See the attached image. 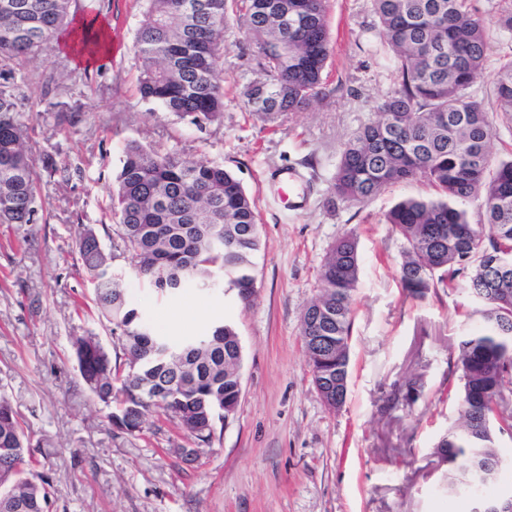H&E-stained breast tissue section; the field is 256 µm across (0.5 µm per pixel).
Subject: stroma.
Segmentation results:
<instances>
[{
	"mask_svg": "<svg viewBox=\"0 0 512 512\" xmlns=\"http://www.w3.org/2000/svg\"><path fill=\"white\" fill-rule=\"evenodd\" d=\"M116 47L91 64L51 41L33 62L30 91L54 67L56 112L82 120L61 130L56 112L34 117L39 150L69 156L70 177L41 174L38 220L0 224V388L31 442L33 472L52 485L49 512H471L465 496L442 492L448 467L435 445L458 417L448 394L460 385L453 352L480 328L463 287L415 299L399 278L401 241L385 221L419 183L398 185L365 203L334 197L331 184L346 140L392 85L389 53L371 0H331L332 55L326 101L290 112L275 127L256 122L239 95L260 75L259 53L244 30L224 44V119L200 132L152 111L137 93L136 0H112L107 16ZM485 68L472 91L494 110L493 160L512 157V122L495 111L492 87L512 33L491 24ZM137 140L190 157L207 155L241 179L255 201L263 245L254 257L256 294L243 307L234 291L188 288L159 296L123 259L112 269L134 304L167 335L201 334L233 322L242 346L243 393L217 424L212 446L182 455L184 434L165 416L141 432L111 426L108 410L86 390L71 339L93 331L121 357L110 325L91 310L93 288L78 262L74 227L92 225L105 250L117 241L103 207L122 149ZM296 169L307 204L283 208L273 170ZM358 239L351 382L345 405L328 409L307 364L300 318L318 291V270L344 233ZM200 308L185 320L176 309Z\"/></svg>",
	"mask_w": 512,
	"mask_h": 512,
	"instance_id": "stroma-1",
	"label": "stroma"
}]
</instances>
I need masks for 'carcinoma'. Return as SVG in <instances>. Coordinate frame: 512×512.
Returning a JSON list of instances; mask_svg holds the SVG:
<instances>
[{"mask_svg": "<svg viewBox=\"0 0 512 512\" xmlns=\"http://www.w3.org/2000/svg\"><path fill=\"white\" fill-rule=\"evenodd\" d=\"M330 0H144L135 32L138 92L181 123L202 131L224 118V33L230 15L256 41L264 61V93L244 86L243 103L264 126L328 97L323 72L330 54ZM392 55L393 86L344 144L333 178L340 199L363 203L387 188L415 181L434 196L408 195L386 215L402 241L400 281L413 298L465 288L482 305L485 325L455 349L460 372L459 418L436 444L453 461L446 493L463 486L470 499L495 483L475 480L496 469L498 437L512 436V413L497 409L512 393V158L493 165V122L470 89L487 57V23L472 0H372ZM77 17V0H0V224L37 220L39 174L32 128L24 115L44 100L27 95L28 65L61 33L76 35L95 53L106 42L98 24ZM496 111L512 121V58L493 81ZM110 193L108 214L121 244L103 249L93 228L80 224L82 268L94 285L98 316L112 324L124 362L97 336H79L74 352L90 393L110 409L111 425L142 430L161 411L199 447L215 423L235 411L241 384V345L235 327L215 323L199 336L157 331L131 306L110 271L117 257L158 292L174 284L209 289L227 280L245 305L255 294L253 259L262 242L254 201L224 163L184 157L136 140L126 143ZM481 201L485 223H469L462 205ZM360 274L358 242L336 239L319 270V292L301 318L303 346L323 402L347 400L354 292ZM30 440L9 398L0 394V512H45L50 483L28 477Z\"/></svg>", "mask_w": 512, "mask_h": 512, "instance_id": "carcinoma-1", "label": "carcinoma"}]
</instances>
